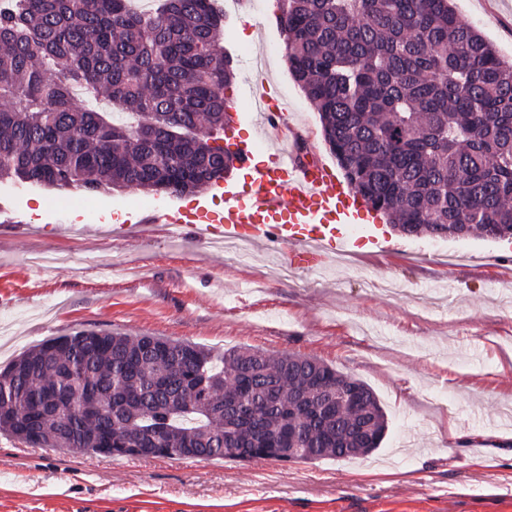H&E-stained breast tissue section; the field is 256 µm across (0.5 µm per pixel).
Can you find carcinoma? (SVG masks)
Segmentation results:
<instances>
[{
    "label": "carcinoma",
    "mask_w": 512,
    "mask_h": 512,
    "mask_svg": "<svg viewBox=\"0 0 512 512\" xmlns=\"http://www.w3.org/2000/svg\"><path fill=\"white\" fill-rule=\"evenodd\" d=\"M0 0V181L195 193L235 154L217 0ZM288 69L368 207L409 237L512 238V60L453 0H276ZM82 88L113 113L74 106ZM80 330L0 371V433L109 455L299 462L365 456L388 430L362 380L316 358Z\"/></svg>",
    "instance_id": "cac0c4a2"
}]
</instances>
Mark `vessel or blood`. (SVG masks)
Here are the masks:
<instances>
[{
  "mask_svg": "<svg viewBox=\"0 0 512 512\" xmlns=\"http://www.w3.org/2000/svg\"><path fill=\"white\" fill-rule=\"evenodd\" d=\"M287 113L286 103L275 102L255 114V125L273 134L267 142L273 161L255 165V144L238 146L237 164L247 171V180L225 183L221 215L202 206L191 221L221 238L276 246L279 260L288 267L317 270L335 255L348 253L364 203L324 162L300 159V131L287 121ZM114 220L125 235L147 223L169 228L182 224L171 210L147 217L118 214Z\"/></svg>",
  "mask_w": 512,
  "mask_h": 512,
  "instance_id": "obj_1",
  "label": "vessel or blood"
}]
</instances>
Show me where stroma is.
I'll return each instance as SVG.
<instances>
[{
	"mask_svg": "<svg viewBox=\"0 0 512 512\" xmlns=\"http://www.w3.org/2000/svg\"><path fill=\"white\" fill-rule=\"evenodd\" d=\"M220 4L239 113L220 144L260 137L241 120L258 109L260 76L287 102L309 156L333 163L271 0ZM455 7L512 57V0ZM73 197L0 182L10 206L0 212V368L84 329L190 341L216 356L297 353L368 384L389 431L368 458L316 463L89 457L0 434V512H512L511 242L406 237L378 221L383 252L361 239L321 271L284 277L263 246L234 262L186 229L113 239V214L181 208L187 196L119 189L90 196L89 215L68 207ZM44 251L60 259L54 273L28 262Z\"/></svg>",
	"mask_w": 512,
	"mask_h": 512,
	"instance_id": "1",
	"label": "stroma"
}]
</instances>
